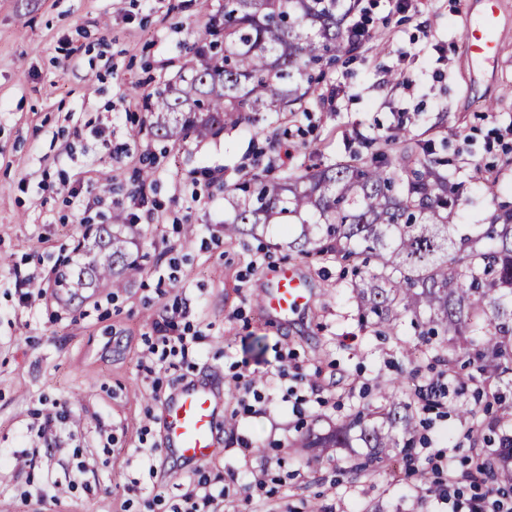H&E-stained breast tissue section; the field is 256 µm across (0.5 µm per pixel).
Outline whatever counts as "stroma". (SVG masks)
Here are the masks:
<instances>
[{"label":"stroma","instance_id":"stroma-1","mask_svg":"<svg viewBox=\"0 0 512 512\" xmlns=\"http://www.w3.org/2000/svg\"><path fill=\"white\" fill-rule=\"evenodd\" d=\"M223 2L0 0V512H170L189 473L149 449L159 440V396L170 373L146 350L155 320L175 303L202 336L190 373L220 380L224 417L234 422L203 465L224 491V512H448L415 487L407 466L438 450L456 467L470 458L460 415L474 408L500 415L494 397L512 405V374L486 386L467 357L451 367L436 359L433 344L406 321L397 335L378 334L362 322L339 263L285 248L298 226L226 240L223 187L267 166L257 150L274 134L292 148L277 169L293 172L349 159L364 138H389L402 114L411 137L434 144L466 187L455 223H487L485 177L495 179L500 199L512 200V0H502L492 83L471 73L464 54L466 0H412L400 12L391 0H359L365 42L332 65L301 112L285 119L261 112L203 140H159L149 130L148 99L178 80L196 31ZM336 88L339 100L325 106ZM147 167L153 175L140 181ZM204 170L216 185L201 178ZM65 182L104 196L97 215L59 194ZM137 189L156 207L152 221L131 220ZM86 217L124 225L148 255L142 272L118 293L101 288L70 301L50 282L43 298L22 304L18 274L31 273L37 258L53 267ZM284 262L305 278L311 301L277 321L258 294ZM256 336L265 345L258 356L250 350ZM284 352L303 376L299 388L317 385L316 399L297 412L275 387L265 392V414L244 412L232 375L266 382ZM443 369L453 380L451 405L421 412L411 454L394 452L355 477L348 467L358 449L315 457L295 447L301 432H326L376 406L391 382L410 393ZM58 411L68 412L66 423L40 435L44 415ZM81 461L94 471L89 487H48L47 471ZM150 462L154 486L129 492ZM250 466L263 468V488L249 487Z\"/></svg>","mask_w":512,"mask_h":512}]
</instances>
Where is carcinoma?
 Wrapping results in <instances>:
<instances>
[{
  "instance_id": "1",
  "label": "carcinoma",
  "mask_w": 512,
  "mask_h": 512,
  "mask_svg": "<svg viewBox=\"0 0 512 512\" xmlns=\"http://www.w3.org/2000/svg\"><path fill=\"white\" fill-rule=\"evenodd\" d=\"M351 8L347 0H224L197 34L188 73L149 103L151 129L177 144L250 123L259 112L299 111L337 53L361 46L346 25ZM395 140L393 154L310 165L278 178L256 172L224 187L233 212L224 237L301 225L288 248L347 264L351 297L364 316L393 333L411 317L424 335L448 337L452 353L475 351L491 384L512 372V204L493 197L488 223L456 234L450 219L463 184L429 147L403 131ZM79 244L82 259L61 266L55 279L70 299L125 288L141 271L138 242L119 226L100 224ZM383 398L366 416L301 435L299 447L324 454L359 441L369 454L350 472L370 470L399 446L395 430L411 440L416 432L412 403L386 392ZM506 447L487 470L495 484L512 489V442Z\"/></svg>"
}]
</instances>
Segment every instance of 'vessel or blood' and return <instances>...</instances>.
Listing matches in <instances>:
<instances>
[{
    "label": "vessel or blood",
    "mask_w": 512,
    "mask_h": 512,
    "mask_svg": "<svg viewBox=\"0 0 512 512\" xmlns=\"http://www.w3.org/2000/svg\"><path fill=\"white\" fill-rule=\"evenodd\" d=\"M499 23L498 0H476L463 22L475 74L494 76L495 32ZM262 293L263 307L275 317L288 318L310 301V291L293 266L283 264L268 275ZM224 418V391L215 381L194 380L181 386L160 408V438L165 450L194 466L214 458L220 448Z\"/></svg>",
    "instance_id": "b4317fda"
}]
</instances>
